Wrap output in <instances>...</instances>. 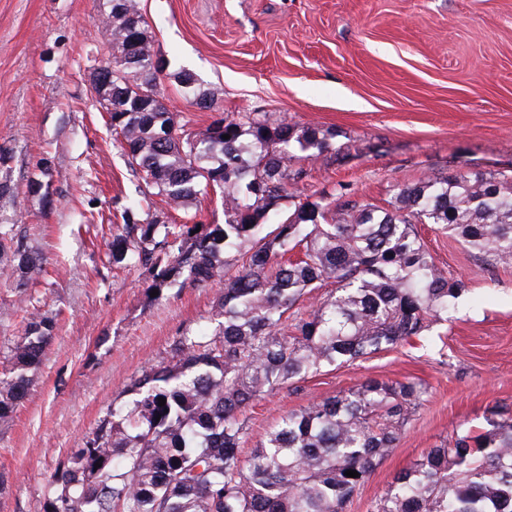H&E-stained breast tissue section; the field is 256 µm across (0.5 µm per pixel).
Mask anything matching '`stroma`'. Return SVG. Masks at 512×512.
Wrapping results in <instances>:
<instances>
[{
	"instance_id": "1",
	"label": "stroma",
	"mask_w": 512,
	"mask_h": 512,
	"mask_svg": "<svg viewBox=\"0 0 512 512\" xmlns=\"http://www.w3.org/2000/svg\"><path fill=\"white\" fill-rule=\"evenodd\" d=\"M104 0H0V227L46 260L28 296L59 315L29 396L0 426V512H42L57 463L90 434L180 334L203 330L213 288L146 296L107 242L141 202L89 81L102 61ZM157 90L179 121L205 131L218 113L334 131L332 148L298 156L301 196L341 193L386 206L397 184L465 169L512 174V0H138ZM197 79L202 109L180 71ZM49 195L28 191L42 173ZM418 232L462 290L446 321L366 360L326 366L245 412L256 442L278 419L366 379L428 389L394 452L346 512H375L394 477L456 431L512 417V266L489 265L431 224ZM28 316L0 277V353Z\"/></svg>"
}]
</instances>
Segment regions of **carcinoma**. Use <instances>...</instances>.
Instances as JSON below:
<instances>
[{
  "mask_svg": "<svg viewBox=\"0 0 512 512\" xmlns=\"http://www.w3.org/2000/svg\"><path fill=\"white\" fill-rule=\"evenodd\" d=\"M112 12L109 125L125 164L149 195L182 211L166 224L132 206L108 249L112 264L141 270L147 292L220 286L214 337L180 335L171 358L144 368L46 486L43 512H344L424 400L416 382L367 379L313 402L265 432L249 456L246 410L324 366L392 349L448 320L461 291L436 266L417 225L434 224L467 248L512 265V175L457 170L396 186L388 206L301 197L288 182L291 149L323 154L336 134L220 116L198 134L156 93L154 60L137 0ZM230 138L225 139L223 135ZM213 192L224 223L190 204ZM0 273L23 294L46 260L0 230ZM336 285L310 313L297 301ZM55 317L35 307L7 347L0 424L33 387ZM166 404L159 405V399ZM101 467H95V464ZM354 470L351 478L345 471ZM375 512H512V418L456 432L400 472Z\"/></svg>",
  "mask_w": 512,
  "mask_h": 512,
  "instance_id": "1",
  "label": "carcinoma"
}]
</instances>
